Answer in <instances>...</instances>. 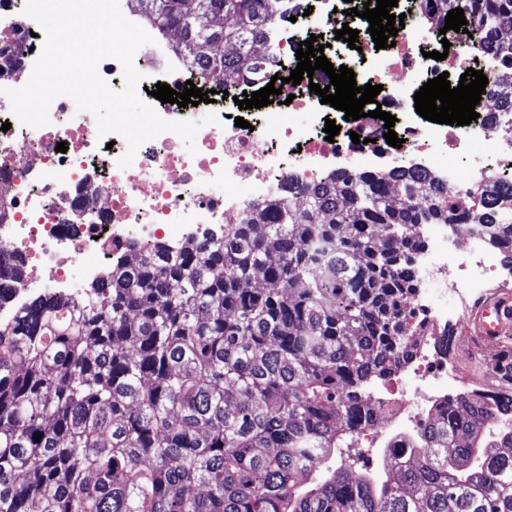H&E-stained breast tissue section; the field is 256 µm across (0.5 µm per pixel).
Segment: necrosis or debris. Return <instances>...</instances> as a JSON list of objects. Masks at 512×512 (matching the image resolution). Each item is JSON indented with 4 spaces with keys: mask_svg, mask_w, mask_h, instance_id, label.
Masks as SVG:
<instances>
[{
    "mask_svg": "<svg viewBox=\"0 0 512 512\" xmlns=\"http://www.w3.org/2000/svg\"><path fill=\"white\" fill-rule=\"evenodd\" d=\"M26 0H0V47L17 41L26 50L17 59L0 56V66L14 73L12 87L24 86L42 53L38 23L25 15ZM122 14L144 26L152 41L133 57L140 73V97L157 83L183 91L187 82L203 89L220 88L224 77L212 71L188 75L172 34L147 23L134 0H119ZM345 0H319L311 24L334 30H357L367 65L357 85L380 86L376 97L383 111L395 116L394 131L401 147L387 144L384 122L366 117L345 121L344 111L322 104L310 83L329 85L323 71L312 82L284 84L291 104L264 107V119L253 129L236 126L226 112L206 125L195 152L180 136L165 132L143 143L130 167L118 161L127 150L122 136L99 137L92 115L77 112L72 99L60 96L49 107L48 125L34 128L16 120L9 100L0 95V260L16 271L14 288L0 293V321L12 320L16 310L34 299L52 296L70 305L81 299L72 278L81 271L86 283L97 282L108 260L135 255L141 244L181 243L187 229L219 231L242 223L245 215L283 188L302 189L341 170L378 172L392 154L406 156L420 172L439 178L449 193L469 198L491 162L512 169V117L501 113L498 101L482 95L478 121L464 126L425 120L415 110L414 94L423 83L443 72L464 71L477 60L475 41L463 32H441L430 25L428 0H419V23L399 29L395 46L376 48L367 20L346 15ZM449 40L445 60H425L423 46ZM334 120L340 132L327 140L324 126ZM361 135L353 143L352 135ZM481 140L485 151L468 156L470 140ZM66 142L67 152L56 149ZM249 186L244 198L241 186ZM463 247H425L418 272L435 284L426 300L411 296L406 307L415 313V334L402 351L394 380L400 393L374 391L366 401L371 419L359 435L368 440L389 430L405 434L420 430L438 405L454 398L462 364L472 352L465 326L469 311L497 288L512 286V277L499 275L501 248L470 232ZM453 340H446V332Z\"/></svg>",
    "mask_w": 512,
    "mask_h": 512,
    "instance_id": "obj_1",
    "label": "necrosis or debris"
}]
</instances>
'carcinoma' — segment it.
Here are the masks:
<instances>
[{"instance_id":"carcinoma-1","label":"carcinoma","mask_w":512,"mask_h":512,"mask_svg":"<svg viewBox=\"0 0 512 512\" xmlns=\"http://www.w3.org/2000/svg\"><path fill=\"white\" fill-rule=\"evenodd\" d=\"M179 31L187 69L245 77L281 0H136ZM476 30L486 90L512 113V0H439ZM472 224L512 243L508 186H479ZM295 209L276 195L220 236L156 244L75 308L0 323V512H512V386L465 390L384 454L382 479L326 465L353 447L363 397L414 335L423 224L469 214L415 169L340 171ZM473 366L512 375V343ZM41 434L35 441V434Z\"/></svg>"}]
</instances>
